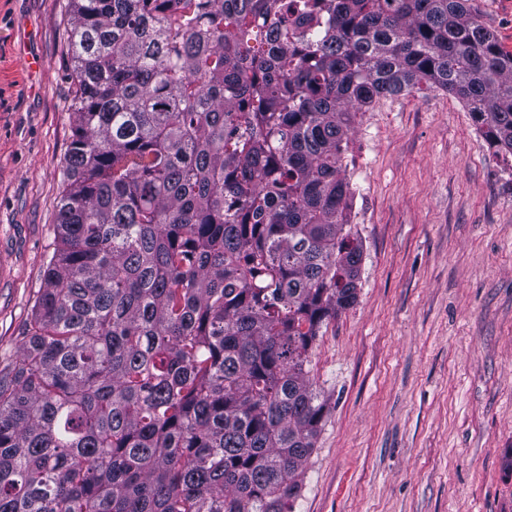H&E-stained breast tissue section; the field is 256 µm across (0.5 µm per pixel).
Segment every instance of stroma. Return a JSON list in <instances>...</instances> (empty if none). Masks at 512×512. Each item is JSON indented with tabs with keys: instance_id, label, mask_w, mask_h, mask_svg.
<instances>
[{
	"instance_id": "1",
	"label": "stroma",
	"mask_w": 512,
	"mask_h": 512,
	"mask_svg": "<svg viewBox=\"0 0 512 512\" xmlns=\"http://www.w3.org/2000/svg\"><path fill=\"white\" fill-rule=\"evenodd\" d=\"M471 4L512 53V0ZM71 14L0 0V367L55 248ZM345 162L358 296L310 357L329 411L293 512H512V155L428 89L359 108Z\"/></svg>"
}]
</instances>
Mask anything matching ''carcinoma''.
I'll return each mask as SVG.
<instances>
[{"label": "carcinoma", "instance_id": "carcinoma-1", "mask_svg": "<svg viewBox=\"0 0 512 512\" xmlns=\"http://www.w3.org/2000/svg\"><path fill=\"white\" fill-rule=\"evenodd\" d=\"M57 245L0 369V512H292L363 245L353 106L454 95L512 155L469 0H71Z\"/></svg>", "mask_w": 512, "mask_h": 512}]
</instances>
